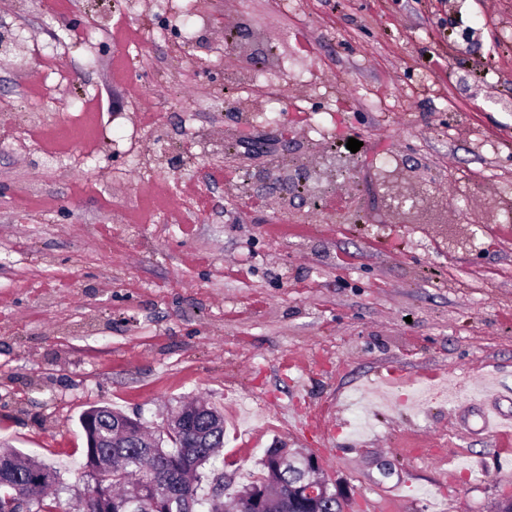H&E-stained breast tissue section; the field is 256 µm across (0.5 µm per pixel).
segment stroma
<instances>
[{"instance_id":"1","label":"stroma","mask_w":512,"mask_h":512,"mask_svg":"<svg viewBox=\"0 0 512 512\" xmlns=\"http://www.w3.org/2000/svg\"><path fill=\"white\" fill-rule=\"evenodd\" d=\"M246 23L284 77L303 143L351 154L331 206L236 203L207 152L255 96L190 61L167 29L193 0H0V443L54 466L62 499L93 480L80 415L107 405L164 425L204 397L242 413L216 463L228 493L269 448L319 456L362 512L399 485L406 512H494L512 455L481 430L512 414V0H210ZM75 29L60 34L61 24ZM193 142L184 153L185 142ZM348 152V151H347ZM439 181L400 223L374 185L399 167ZM410 386L372 398L376 370ZM457 394L418 395L421 373ZM324 406L332 456L291 417ZM456 466L455 487L439 476Z\"/></svg>"}]
</instances>
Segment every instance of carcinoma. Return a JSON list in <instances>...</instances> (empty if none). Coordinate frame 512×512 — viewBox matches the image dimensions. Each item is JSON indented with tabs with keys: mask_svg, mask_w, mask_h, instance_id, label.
I'll return each mask as SVG.
<instances>
[{
	"mask_svg": "<svg viewBox=\"0 0 512 512\" xmlns=\"http://www.w3.org/2000/svg\"><path fill=\"white\" fill-rule=\"evenodd\" d=\"M86 441V467L101 465L111 479L101 500L70 503L48 490L58 482L57 471L19 452L0 451V512H162L160 493L175 500L178 512H227L221 487L203 502L197 493L199 468L216 460L224 447V414L205 402L178 411L163 429L150 435L138 418L94 406L80 417ZM280 449H267L259 478L243 488L240 512H341L336 492L306 506L299 490L300 475L279 466ZM38 510H32V507Z\"/></svg>",
	"mask_w": 512,
	"mask_h": 512,
	"instance_id": "obj_1",
	"label": "carcinoma"
}]
</instances>
